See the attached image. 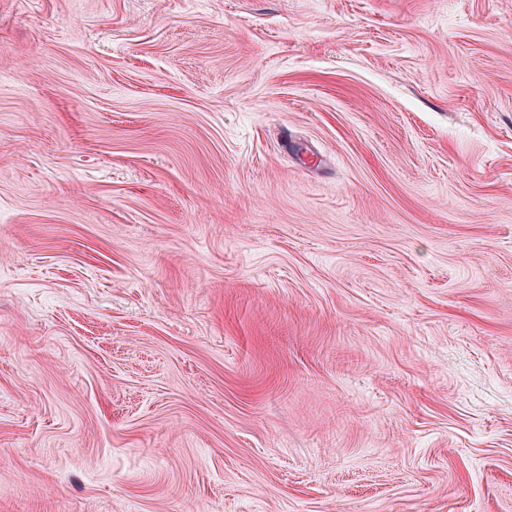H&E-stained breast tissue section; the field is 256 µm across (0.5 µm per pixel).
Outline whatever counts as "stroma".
Wrapping results in <instances>:
<instances>
[{
  "label": "stroma",
  "mask_w": 512,
  "mask_h": 512,
  "mask_svg": "<svg viewBox=\"0 0 512 512\" xmlns=\"http://www.w3.org/2000/svg\"><path fill=\"white\" fill-rule=\"evenodd\" d=\"M0 512H512V0H0Z\"/></svg>",
  "instance_id": "1"
}]
</instances>
